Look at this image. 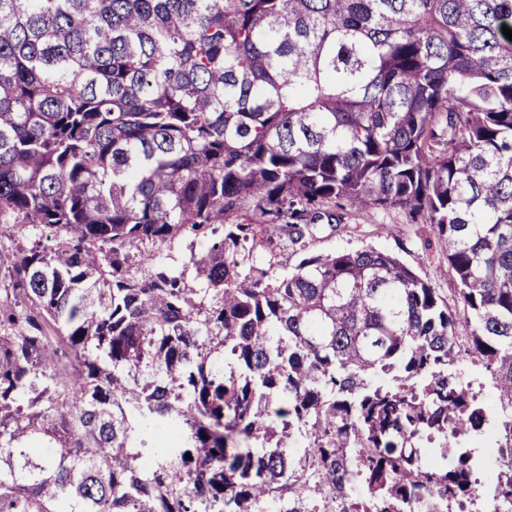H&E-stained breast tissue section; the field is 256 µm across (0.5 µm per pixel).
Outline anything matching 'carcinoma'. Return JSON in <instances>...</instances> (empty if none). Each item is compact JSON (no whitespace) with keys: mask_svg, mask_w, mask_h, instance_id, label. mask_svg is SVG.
Here are the masks:
<instances>
[{"mask_svg":"<svg viewBox=\"0 0 512 512\" xmlns=\"http://www.w3.org/2000/svg\"><path fill=\"white\" fill-rule=\"evenodd\" d=\"M505 25L512 0H0V238L52 235L0 244V512H452L492 420L512 512ZM348 207L430 225L454 305L373 247L234 258Z\"/></svg>","mask_w":512,"mask_h":512,"instance_id":"cac0c4a2","label":"carcinoma"}]
</instances>
